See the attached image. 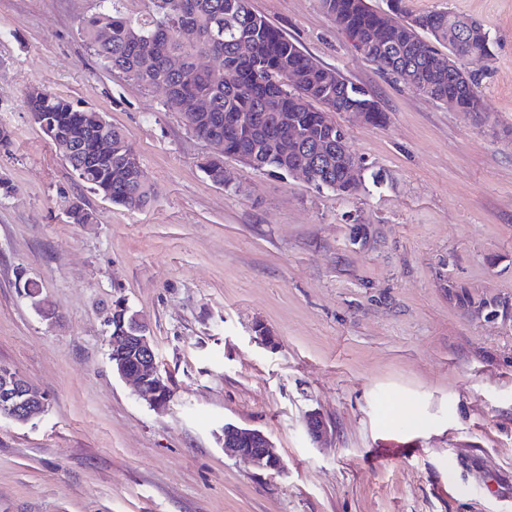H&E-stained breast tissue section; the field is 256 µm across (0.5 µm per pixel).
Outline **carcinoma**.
Wrapping results in <instances>:
<instances>
[{"instance_id":"1","label":"carcinoma","mask_w":512,"mask_h":512,"mask_svg":"<svg viewBox=\"0 0 512 512\" xmlns=\"http://www.w3.org/2000/svg\"><path fill=\"white\" fill-rule=\"evenodd\" d=\"M391 14L371 10L365 0H322L338 29L355 48L403 84L446 102L456 109L483 119V106L476 90L474 68L492 57L493 42L479 20L440 10L411 15L405 0H390ZM109 39L102 42L99 33ZM455 35L458 54L455 66H448L439 47L448 46V33ZM80 35L105 66L118 70L146 90L163 88L164 106L173 112L196 99L208 108L186 117L190 131L200 138L218 137L224 147L201 163L214 182L224 177V157H249L252 167L277 177H286L301 164L312 171L310 183L342 196H352L365 177L351 182L344 172L339 152L325 161L321 155L336 148L333 113L358 106L366 121L381 125L386 115L378 101L363 88L339 80L326 81L327 70L305 55L277 27L255 14L249 0H147L145 11L127 15L104 8L83 21ZM247 42L249 54L240 52ZM219 59L217 74L199 71L195 60L201 55ZM177 57L179 70L168 67ZM26 105L46 121L44 135L54 141L59 132L73 152L62 159L85 187L113 205L141 209L151 204L155 193L144 178L140 157L125 131L106 116L90 108L81 109L69 100L46 90L27 92ZM288 113V125L278 115ZM294 136V148L284 155L279 141ZM103 138L122 144L123 151L104 154L97 145ZM72 224H96L97 215L83 202L68 209ZM450 293L472 311L512 315V306L493 299H476L457 291Z\"/></svg>"}]
</instances>
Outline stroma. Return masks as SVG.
<instances>
[{
    "label": "stroma",
    "mask_w": 512,
    "mask_h": 512,
    "mask_svg": "<svg viewBox=\"0 0 512 512\" xmlns=\"http://www.w3.org/2000/svg\"><path fill=\"white\" fill-rule=\"evenodd\" d=\"M406 4L488 28L482 123L364 58L321 0H250L387 115L337 114L384 175L342 197L232 157L225 190L200 168L214 147L163 93L82 41L99 0H0V364L50 400L32 423L0 419V512H512V319L448 291L512 302V0ZM32 87L122 127L155 201L117 207L77 181L30 118ZM65 195L99 223H69ZM118 300L148 323L165 410L112 372ZM227 423L264 433L280 471L225 454ZM448 288L452 296L456 298V301L463 307H466L468 310L472 311H486L490 313H500L502 317H510L512 314V307L506 301L498 300L497 298L493 299H475L472 295L467 293L466 291L461 290L460 292L454 288H465L462 286H458L456 284L449 283ZM485 314L481 317L489 321L498 320L499 317L495 314Z\"/></svg>",
    "instance_id": "obj_1"
}]
</instances>
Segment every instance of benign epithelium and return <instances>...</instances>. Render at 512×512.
Returning a JSON list of instances; mask_svg holds the SVG:
<instances>
[{
  "label": "benign epithelium",
  "mask_w": 512,
  "mask_h": 512,
  "mask_svg": "<svg viewBox=\"0 0 512 512\" xmlns=\"http://www.w3.org/2000/svg\"><path fill=\"white\" fill-rule=\"evenodd\" d=\"M112 370L125 380L134 382L136 392L150 406L164 410L171 393L167 380L159 371L154 344L148 325L137 315L116 335L107 337ZM48 409L47 398L31 383L10 368L0 369V418L25 424L43 415ZM224 449L250 460L258 468L277 471L282 461L272 450L263 433L232 423L224 424Z\"/></svg>",
  "instance_id": "obj_1"
}]
</instances>
